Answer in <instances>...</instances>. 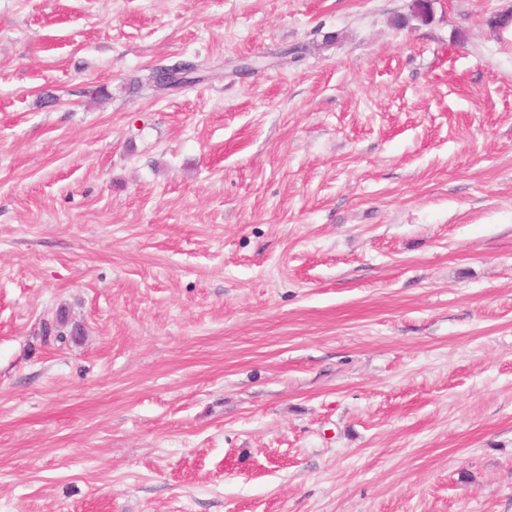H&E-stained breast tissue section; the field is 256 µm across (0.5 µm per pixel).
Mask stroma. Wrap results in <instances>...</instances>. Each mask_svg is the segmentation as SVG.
<instances>
[{
	"label": "stroma",
	"mask_w": 512,
	"mask_h": 512,
	"mask_svg": "<svg viewBox=\"0 0 512 512\" xmlns=\"http://www.w3.org/2000/svg\"><path fill=\"white\" fill-rule=\"evenodd\" d=\"M412 4L0 0V512H512V0Z\"/></svg>",
	"instance_id": "1"
}]
</instances>
